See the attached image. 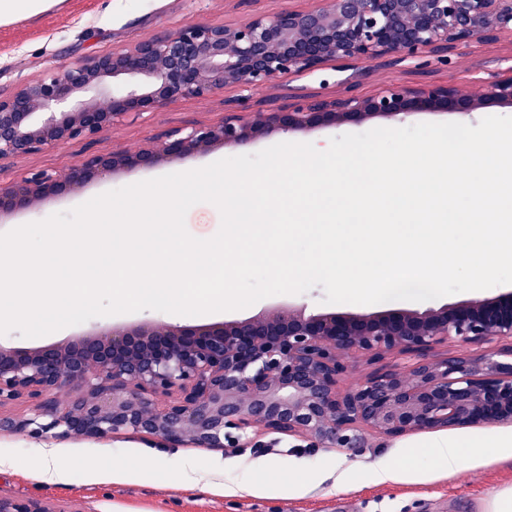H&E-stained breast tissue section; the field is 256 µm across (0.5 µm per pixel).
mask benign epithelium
I'll use <instances>...</instances> for the list:
<instances>
[{"label":"benign epithelium","instance_id":"7a95c632","mask_svg":"<svg viewBox=\"0 0 512 512\" xmlns=\"http://www.w3.org/2000/svg\"><path fill=\"white\" fill-rule=\"evenodd\" d=\"M512 35V0H321L310 10L259 14L235 26L192 24L133 47L62 68L0 98V159L93 140L112 122L181 98H207L227 85L257 86L332 61L384 59L397 63L423 54L448 58L474 40ZM135 78L126 95L116 80ZM94 90L107 106L91 109L78 93ZM484 102H512V77L488 84ZM436 108L468 115L472 95L448 85H399L359 99L306 96L293 109L271 114L284 131L363 114L407 115ZM246 127L235 120L174 131L137 154L138 166L182 158L212 143L240 145ZM119 153L91 155L63 181L25 178L0 185V210L104 178ZM487 310L459 306L439 322L410 321L391 312L368 325L338 316L251 323L237 333L224 325L187 326L178 336L142 328L112 331L103 343L84 339L66 354L46 347L33 354H0V406L22 395L36 400L32 416L0 417V430L31 429L44 437H103L118 431L156 436L172 445L191 439L202 448H233L241 434L262 425L307 435L327 448H361L369 433L396 437L419 430L512 421V345L430 358L450 337L464 342L512 339V293ZM376 360L396 351L408 370L388 369L342 390V352ZM85 388L70 402L41 400L50 390ZM176 397L162 406L151 396ZM0 512H52L36 499L0 498Z\"/></svg>","mask_w":512,"mask_h":512}]
</instances>
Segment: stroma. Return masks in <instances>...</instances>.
<instances>
[{
	"instance_id": "obj_1",
	"label": "stroma",
	"mask_w": 512,
	"mask_h": 512,
	"mask_svg": "<svg viewBox=\"0 0 512 512\" xmlns=\"http://www.w3.org/2000/svg\"><path fill=\"white\" fill-rule=\"evenodd\" d=\"M319 0H67L62 7L0 25V97L47 76L58 67L91 56L118 52L151 37L161 36L189 24L236 25L264 13L310 9ZM512 77V38L474 42L443 61L434 55L409 58L387 65L380 60L331 62L321 69L285 74L267 83L229 86L206 99L187 98L144 112L119 117L112 128L94 140H76L59 148L0 159V183L45 173L64 179L94 154H137L175 131L214 126L238 114L251 121L244 144L211 145L194 149L179 160H161L153 166H117L110 176L95 179L81 188L46 199H34L20 209L0 212V234L70 210L104 192L169 173L184 172L217 160L253 154L281 142H327L348 133H363L377 127L398 128L418 123L454 121L448 112L412 113L380 117L357 123L306 126L284 131L267 121L269 113L301 103L303 97L325 98L378 95L394 85L417 87L429 83L460 88L479 95L487 82ZM322 288L301 295H276L250 307L200 316H184L154 310L92 318L36 338L19 332L0 336V352L47 346L66 349L86 338L108 340L116 327L206 325L250 322L294 313L318 315L331 312L323 301ZM346 365L339 385H360L380 366L408 369V359L391 353L382 360L362 352L344 354ZM435 430L403 436L369 437L357 450L317 448L309 439L267 431L247 430L242 452L226 448H199L185 443L170 445L157 437L120 431L105 438H45L26 431H0V496L7 499H37L52 512H484L497 489L512 486V456L490 466L463 468L455 476L418 486L365 484L355 477L352 490L339 492L328 479L334 460L348 457L371 461L389 455L395 465L414 462L430 470L433 460L420 448ZM53 451L65 481L52 482L42 470V456ZM282 464L291 461L305 467L310 489L300 498L256 499L227 497L210 483L212 474L222 481L241 483L258 480L249 470L256 459ZM193 460L201 478L190 484H170L173 465ZM95 463L97 473L86 469ZM124 472L112 476L113 469Z\"/></svg>"
}]
</instances>
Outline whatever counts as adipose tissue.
I'll use <instances>...</instances> for the list:
<instances>
[{"instance_id":"obj_1","label":"adipose tissue","mask_w":512,"mask_h":512,"mask_svg":"<svg viewBox=\"0 0 512 512\" xmlns=\"http://www.w3.org/2000/svg\"><path fill=\"white\" fill-rule=\"evenodd\" d=\"M495 453H485L482 448H463L456 440L447 438L429 441L426 450L434 460V469L426 473L413 467H398L392 464L389 457L381 456L368 463L337 460L333 466L336 474L334 486L342 490L352 484L354 473H363L364 477L375 485L389 483L420 484L431 479H445L466 465L477 463L489 465L498 461L499 457L512 455V435L498 437L495 442ZM252 470L267 473L268 478L262 482L225 485L224 493L228 496L273 495L283 499L302 495L308 485L302 464H295L288 481L276 479L277 463L259 460L253 462Z\"/></svg>"}]
</instances>
